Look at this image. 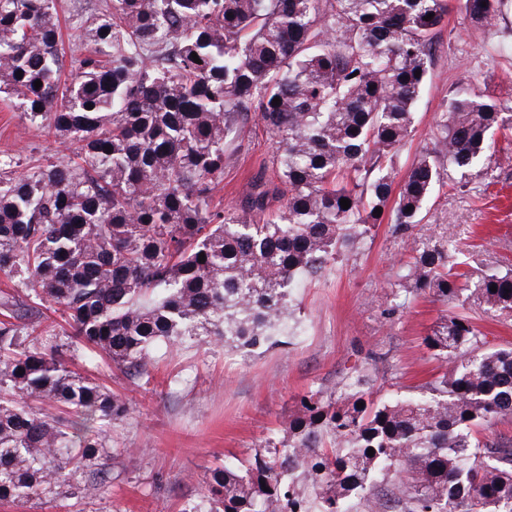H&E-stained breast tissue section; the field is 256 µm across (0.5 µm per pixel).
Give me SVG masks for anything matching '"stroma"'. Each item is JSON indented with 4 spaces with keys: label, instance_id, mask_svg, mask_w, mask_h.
I'll return each mask as SVG.
<instances>
[{
    "label": "stroma",
    "instance_id": "obj_1",
    "mask_svg": "<svg viewBox=\"0 0 512 512\" xmlns=\"http://www.w3.org/2000/svg\"><path fill=\"white\" fill-rule=\"evenodd\" d=\"M506 24L500 34L475 39L467 36L461 12H449L414 106L413 131L397 160L399 174H406L429 143L450 89L496 86L512 110V14ZM494 139L492 178L437 188L428 217L409 237L381 224L369 248L325 278L301 284L296 294L302 332L294 345L243 356L209 338L161 357L147 384L133 383L101 358L77 353L76 371L128 403V419L112 426V445L138 457L136 468L95 497L76 500L77 512H193L200 483L212 468L246 459L283 428L302 394L335 391L368 358L378 361L374 397L431 379L438 364L422 339L453 307L426 295L394 310L391 269L406 258L411 237L457 246L470 271L512 268V141L501 131ZM237 142L236 158L214 197L229 212L238 208L251 176L272 172L273 140L257 118L243 122ZM1 151L14 156L17 174L34 160L71 153L0 101ZM390 309L395 315L388 320L384 314Z\"/></svg>",
    "mask_w": 512,
    "mask_h": 512
}]
</instances>
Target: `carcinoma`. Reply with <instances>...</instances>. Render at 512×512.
Masks as SVG:
<instances>
[{
  "instance_id": "cac0c4a2",
  "label": "carcinoma",
  "mask_w": 512,
  "mask_h": 512,
  "mask_svg": "<svg viewBox=\"0 0 512 512\" xmlns=\"http://www.w3.org/2000/svg\"><path fill=\"white\" fill-rule=\"evenodd\" d=\"M457 3L481 36L507 0ZM451 8L106 0L79 22L75 57L57 0H0V94L75 145L66 163L0 179V274L32 298L0 299L1 503L65 509L112 478L108 429L128 405L74 371L69 352L105 356L148 383L161 345L213 336L246 356L285 345L300 332L299 281L358 254L387 219L408 235L452 173L489 174L491 137L512 114L488 88L454 89L432 145L394 188ZM251 114L275 140L278 183L256 175L229 213L213 193ZM408 246L387 316L422 295L446 305L466 296L423 338L443 372L376 401L366 363L333 394L302 395L288 439L212 469L194 512H512V439L481 434L512 421V346L487 347L477 323L512 317V269L475 279L442 242ZM43 307L70 332L47 333Z\"/></svg>"
}]
</instances>
